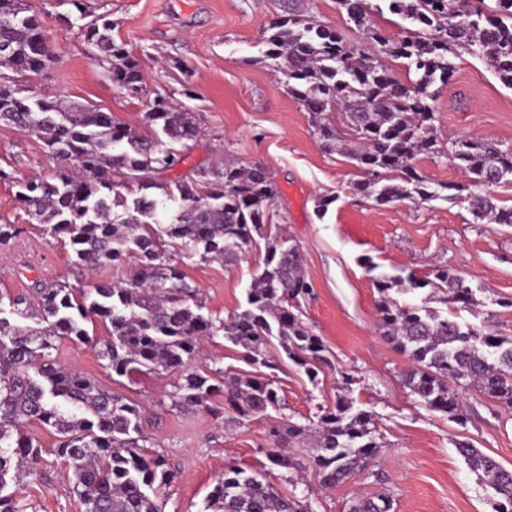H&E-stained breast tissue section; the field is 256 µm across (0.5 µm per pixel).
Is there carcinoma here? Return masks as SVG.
Wrapping results in <instances>:
<instances>
[{"mask_svg":"<svg viewBox=\"0 0 512 512\" xmlns=\"http://www.w3.org/2000/svg\"><path fill=\"white\" fill-rule=\"evenodd\" d=\"M81 23L89 57L103 67L124 95L145 94L138 59L112 37V20L90 16L89 0H68ZM389 10L415 26L393 41L371 24L370 0H340L346 23L362 32L349 43L339 31L317 26L284 0L288 18L264 32L267 58L277 62L290 94L308 112L314 133L329 151L340 148L364 173L355 189L383 205L438 197L414 170L416 155L432 152V105L436 83L446 84L464 50L484 59L499 80L512 87V0H388ZM0 124L41 139L61 161L53 182L19 183L18 198L28 214L68 247L73 263L93 269L123 256L134 262L125 285L97 282L89 289L65 283L33 288L26 314L42 323L21 328L0 317V512H22L9 485L42 468L40 446L26 434L40 423L59 438L55 455L72 471L85 512H162L160 491L175 479L162 456L143 453L140 417L126 398L56 362L52 350L62 338L76 343L88 336L84 322L109 325L101 356L119 377L184 368L202 339L223 332L245 350L247 359L267 365L279 351L304 369L310 382L331 366L323 341L303 321L301 300L311 294L299 248L267 232L265 216L276 187L264 166L218 161L187 170L165 182L163 174L185 160L188 142L199 134L192 112L162 97L148 105V132L115 121L93 106H62L30 95L10 74L42 70L54 53L40 20L24 0H0ZM402 59L416 80L409 89L380 63L373 50ZM345 116L350 138L341 136L328 114ZM452 160L476 186L489 188L512 177V150L482 138L462 137ZM142 195L128 198L132 187ZM479 220L512 224L504 209L484 192L466 199ZM264 244L259 275L247 307L218 321L202 314L197 294L185 283L170 254L226 263ZM382 337L410 363L404 384L428 409L461 418L458 388H471L512 407V339L487 326L461 322L426 306H402L393 291L426 287L450 309L478 304L476 289L455 268H436L434 279H375ZM354 377L343 376L335 404L317 422L288 421L270 431L269 461L288 465L284 449L310 442L322 485L335 486L365 471L381 448L374 415L349 397ZM224 396L243 421L280 406L275 381L247 373L188 374L174 386L171 404L183 410L205 407ZM469 468L495 491V512H512V472L469 444H458ZM207 512H312L304 497L278 492L263 475L230 469L206 499ZM389 497L354 498L349 512H391Z\"/></svg>","mask_w":512,"mask_h":512,"instance_id":"1","label":"carcinoma"}]
</instances>
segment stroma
<instances>
[{
	"mask_svg": "<svg viewBox=\"0 0 512 512\" xmlns=\"http://www.w3.org/2000/svg\"><path fill=\"white\" fill-rule=\"evenodd\" d=\"M39 15L52 46L54 63L22 78L33 96L66 105L90 104L137 130L150 99L169 98L190 109L200 129L189 164L210 166L215 157L248 165L262 163L278 194L271 229L301 252L313 294L305 320L334 360L319 384L291 366L276 370L282 405L244 421L213 408L184 411L169 398L182 374H147L135 381L110 375L100 352L109 331L87 323L85 343L58 340L53 352L64 367L81 372L136 404L148 455L163 456L175 471L164 490V512H204L209 491L226 468L266 472L280 492L311 493L313 512H348L353 497L388 494L392 512H493L495 491L473 473L457 450L466 442L512 470V410L471 389L460 392L462 420L433 412L403 382L409 367L376 331V273L430 278L437 265L462 271L478 286L479 307L459 311L461 321L490 325L512 338V224L477 222L466 202L436 198L387 205L355 191L363 174L347 157L327 151L314 134L309 115L287 90L285 79L264 56L263 29L283 12L282 0H90L95 13L108 15L113 35L139 63L144 97H124L105 70L88 56L85 37L67 22V0H26ZM456 72L432 104L440 154L418 155L413 166L430 189L464 183L448 158L455 140L477 136L512 148V89L493 69L468 53L455 58ZM60 167L41 140L0 126V224L21 233L0 246V316L19 327L33 319L14 313V297L29 294L33 282L124 283L131 265L86 273L19 201L25 178L52 180ZM331 198L318 215L321 198ZM263 255L251 253L232 264L183 261L186 281L195 287L204 314L226 318L244 307ZM243 350L223 334L208 339L187 370L248 371ZM355 378L351 396L371 411L386 443L373 461V474L320 488L311 446L288 447L290 467L270 465L269 430L278 423L316 421L320 406L333 404L341 372ZM27 433L41 448L44 478H28L16 497L26 512H85L73 490L72 473L51 450L55 435L40 424Z\"/></svg>",
	"mask_w": 512,
	"mask_h": 512,
	"instance_id": "obj_1",
	"label": "stroma"
}]
</instances>
